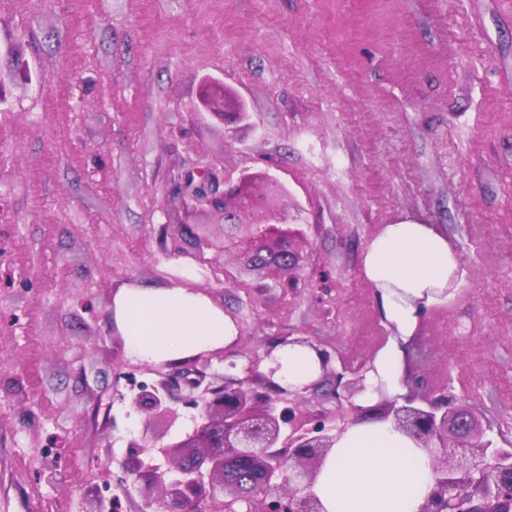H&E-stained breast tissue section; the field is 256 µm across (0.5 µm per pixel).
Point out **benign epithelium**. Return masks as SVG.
Listing matches in <instances>:
<instances>
[{
	"label": "benign epithelium",
	"instance_id": "1",
	"mask_svg": "<svg viewBox=\"0 0 512 512\" xmlns=\"http://www.w3.org/2000/svg\"><path fill=\"white\" fill-rule=\"evenodd\" d=\"M203 106L230 121L246 113L226 98L224 87L211 84ZM194 191L213 210L222 212L224 223L243 230L238 242L242 254L264 274L277 280L290 272L297 256L288 225V205L280 202L283 186L275 180L257 185L256 177L242 174L224 182V190L212 187ZM309 345L318 355L320 378L304 387L314 390L330 382L336 417L310 420L299 409V392H290L271 380L260 364L283 345ZM339 366L325 350L300 338L283 339L245 367V377H224V383L208 386L193 401L198 420L192 432L167 445L133 441L124 459L126 473L142 481L145 508L160 512H322L311 492L317 475L336 439L363 415L390 420L425 449L433 462V487L419 512H512V448H503L487 435L475 416L442 391L409 390L404 404L377 390L379 402L364 407L352 397L365 391V375L371 366L349 367L342 356ZM267 384V391L247 386L250 373ZM135 409L166 414L164 398L155 386H142L132 397ZM189 456L185 466L179 458Z\"/></svg>",
	"mask_w": 512,
	"mask_h": 512
}]
</instances>
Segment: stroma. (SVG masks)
I'll use <instances>...</instances> for the list:
<instances>
[{"instance_id": "1", "label": "stroma", "mask_w": 512, "mask_h": 512, "mask_svg": "<svg viewBox=\"0 0 512 512\" xmlns=\"http://www.w3.org/2000/svg\"><path fill=\"white\" fill-rule=\"evenodd\" d=\"M211 81L246 120L202 107ZM203 171L283 184L289 276L186 208ZM407 216L460 277L404 360L512 444V0H0V512H143L129 380L166 386L168 443L196 413L182 372L222 384L281 336L370 361L392 332L362 251ZM123 283L206 293L231 354L130 356Z\"/></svg>"}]
</instances>
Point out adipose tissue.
<instances>
[{
  "mask_svg": "<svg viewBox=\"0 0 512 512\" xmlns=\"http://www.w3.org/2000/svg\"><path fill=\"white\" fill-rule=\"evenodd\" d=\"M365 279L378 291L393 337L375 356L361 403L376 387L404 396L401 340L413 335L421 306L437 301L459 276L446 235L404 217L384 225L362 254ZM112 320L130 355L150 363L174 362L229 344L233 320L200 292L182 286L124 284L112 300ZM274 382L291 391L320 374L312 349L286 345L272 353ZM433 487L430 457L385 421L349 426L337 439L312 487L324 512H418Z\"/></svg>",
  "mask_w": 512,
  "mask_h": 512,
  "instance_id": "1",
  "label": "adipose tissue"
}]
</instances>
